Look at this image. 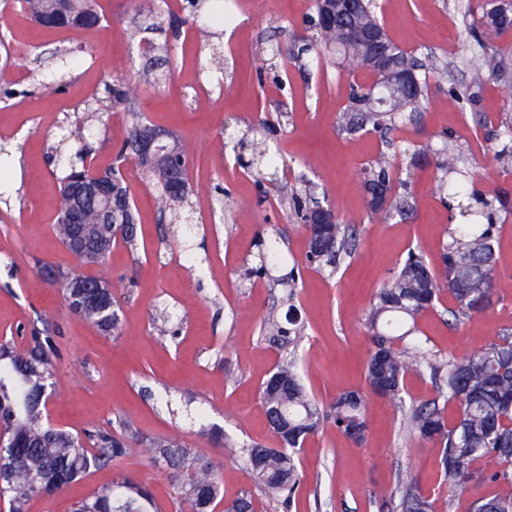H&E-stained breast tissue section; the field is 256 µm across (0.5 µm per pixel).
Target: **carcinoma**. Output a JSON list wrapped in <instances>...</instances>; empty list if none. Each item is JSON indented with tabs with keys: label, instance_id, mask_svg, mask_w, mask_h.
Listing matches in <instances>:
<instances>
[{
	"label": "carcinoma",
	"instance_id": "1",
	"mask_svg": "<svg viewBox=\"0 0 512 512\" xmlns=\"http://www.w3.org/2000/svg\"><path fill=\"white\" fill-rule=\"evenodd\" d=\"M24 4L43 28L84 29L105 21L98 0H76L64 13L53 0H24ZM467 13L471 16L467 26L470 45L478 49L481 68L488 78L499 80L508 73L512 56V42H503L512 29V6L504 0H479L475 7H467ZM347 27L384 30L370 0H362L354 13L342 16L337 26L321 24L312 28L310 42L326 49L346 73L351 88L360 91V96L352 99L351 111L343 114V130L355 133L369 125L374 131L389 130L396 113L420 104L423 88L408 99L393 83L397 73L420 69L418 59L387 36L391 70L380 76L363 46L347 42ZM108 93L109 104L103 111L131 106L129 88H114ZM149 126L135 119L115 152L112 166L101 172L102 181L112 186L110 201L92 196L76 204L67 182L87 173L84 163L71 164L60 182L56 235L65 245L76 234L88 251H104L101 265L112 253L111 225H129L123 244L133 250L138 245L137 210L122 166L137 157L139 141ZM440 154L439 190L447 192L448 199L470 221L449 229L450 243L443 247L440 271H432L421 253L411 251L393 278L376 292L368 318L373 350L366 380L370 386H383L384 397L399 403L403 402L404 378L410 373L427 370L434 380L444 382L446 402L458 409L455 421L448 423L445 406L433 400L410 408L412 429L418 440L442 450L441 466L454 490H463L471 481L497 485L502 491L479 503L492 502L497 512H512V493L508 491L512 486V333L446 359L426 356L422 343L409 339L417 317L434 307L443 294L454 300L449 313L457 322L488 308L494 295L493 202L476 195L463 181L445 180V175L458 170L460 150L453 137L444 140ZM189 165L188 149L180 140L171 160L140 162V171L156 191L161 210L173 212L186 202L191 192L189 178H184L177 191L171 189V181L177 171L188 174ZM281 165L279 147L263 142L253 150L244 168L262 178L277 172ZM393 168L390 158L380 155L366 171L364 185L377 180L394 182ZM355 235L356 229L349 224H331L323 247L308 248L306 258L311 263L334 264L348 254L346 244ZM278 263L279 252L268 248L258 253V266L250 273L261 276ZM60 274L57 286L64 297L72 292L70 284L88 277L82 262ZM294 308L291 304L284 318L269 320L271 343L296 347L304 338V326ZM71 312L105 335L114 333L119 323L117 312L105 313L97 306L73 308ZM58 357L55 337L44 336L37 328L31 330L23 347L12 340L0 342V496L9 498L12 512H26L31 498L57 496L75 480L134 454L166 466L179 512H214L224 501L221 470L211 458L187 447L181 436L151 440L141 436L127 419L117 421L111 430L98 429L82 436L52 426L46 401L53 395L52 367ZM272 374L286 385L277 387L266 381L261 385L260 399L266 406L268 424L272 427L285 419L297 435L281 448L250 444L245 454L257 489L281 512H289L302 478L297 465L300 448L323 429L329 418L345 434L351 427L366 432V400L359 390L346 391L336 397L327 412L309 397L293 361L278 363ZM399 489L402 512L433 506L413 480H400ZM72 512L158 509L148 485L117 469L109 486L75 502Z\"/></svg>",
	"mask_w": 512,
	"mask_h": 512
}]
</instances>
